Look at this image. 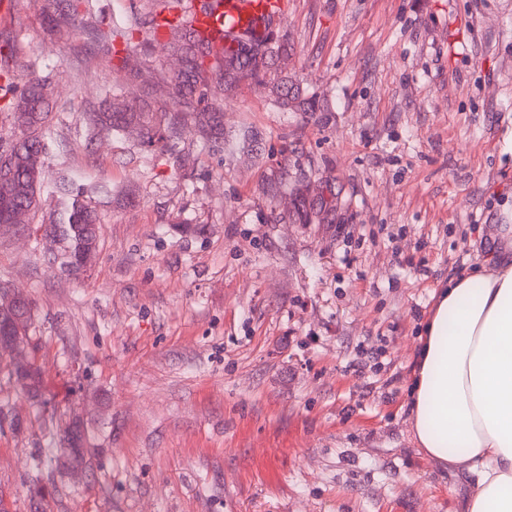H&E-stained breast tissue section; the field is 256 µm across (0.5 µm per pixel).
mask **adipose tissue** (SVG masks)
<instances>
[{
    "label": "adipose tissue",
    "instance_id": "adipose-tissue-1",
    "mask_svg": "<svg viewBox=\"0 0 512 512\" xmlns=\"http://www.w3.org/2000/svg\"><path fill=\"white\" fill-rule=\"evenodd\" d=\"M411 398L417 446L475 478L466 512H512V261L437 291Z\"/></svg>",
    "mask_w": 512,
    "mask_h": 512
}]
</instances>
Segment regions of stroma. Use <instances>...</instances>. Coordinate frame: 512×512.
<instances>
[{
	"instance_id": "stroma-1",
	"label": "stroma",
	"mask_w": 512,
	"mask_h": 512,
	"mask_svg": "<svg viewBox=\"0 0 512 512\" xmlns=\"http://www.w3.org/2000/svg\"><path fill=\"white\" fill-rule=\"evenodd\" d=\"M275 60L322 112L239 85L234 151L184 129L176 166L132 126L87 145L103 90L167 118L178 61L143 29L128 59L14 0L0 34L56 75L43 208L62 166L131 199L98 207L82 276L0 235V282L34 303L41 407L0 359V492L31 512L39 449L79 411L90 450L44 512H463L473 479L412 438L420 335L451 274L498 260L512 225V0H284ZM149 0H85L123 29ZM376 357L362 374V350ZM20 418L21 430L11 426Z\"/></svg>"
}]
</instances>
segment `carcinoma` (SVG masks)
<instances>
[{
	"label": "carcinoma",
	"instance_id": "carcinoma-1",
	"mask_svg": "<svg viewBox=\"0 0 512 512\" xmlns=\"http://www.w3.org/2000/svg\"><path fill=\"white\" fill-rule=\"evenodd\" d=\"M224 0H152L155 9L149 12V23L157 24L158 15L180 8V16L164 19V25L181 32L176 50L182 56V66L169 75L175 117L161 126L147 121L142 128V143L151 151L161 154L169 150V142L181 136L185 125L190 124L201 134L204 141L224 139L223 110L206 104L185 115L179 106L195 97L247 82L265 90L275 104L282 109L296 112H321L316 96H302L299 88L288 83V77L271 73L268 59L274 50H286L270 26L256 34L243 31L230 38L207 37L193 25L196 12L213 13ZM88 39L101 42L107 51L117 53L116 41L128 44L127 35L112 30L93 29L86 31ZM0 112L11 118L22 128V135L7 143L0 138V160L7 164L8 171L0 173V224L13 223L15 211L26 210L27 215L36 214L38 194L44 187V163L39 158L48 150V135L52 121L50 101L53 100L54 83L48 75L40 76L30 64L11 66L0 64ZM142 116L132 104L116 108L112 104V93L107 92L98 110L85 113L84 127L88 143L122 131L133 120ZM112 192L105 181L86 182L80 174L64 171L58 186L57 208L44 228L51 229L61 245L63 260L58 264L61 272L77 275L95 261L98 250L99 217L96 197ZM33 310L21 317L10 305L0 300V357L9 352L12 337L18 333L28 334ZM11 374L20 375L29 381L30 391L35 397L42 396L41 373L30 363L25 367L12 366ZM65 438L71 463L79 465L85 458V435L81 422L68 424ZM56 457L47 456L39 460L32 498H44L43 484H54Z\"/></svg>",
	"mask_w": 512,
	"mask_h": 512
}]
</instances>
